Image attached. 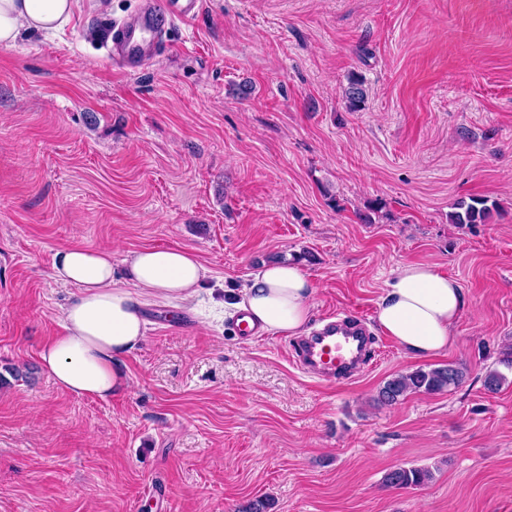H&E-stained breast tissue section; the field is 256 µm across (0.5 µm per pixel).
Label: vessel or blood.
<instances>
[{
  "instance_id": "1",
  "label": "vessel or blood",
  "mask_w": 512,
  "mask_h": 512,
  "mask_svg": "<svg viewBox=\"0 0 512 512\" xmlns=\"http://www.w3.org/2000/svg\"><path fill=\"white\" fill-rule=\"evenodd\" d=\"M199 0H170L166 13L141 11L132 21L115 26L112 34V59L126 70H134L155 47L158 35L175 21L192 17ZM370 348L365 321L352 315L326 323L295 349L299 364L336 380L364 363Z\"/></svg>"
}]
</instances>
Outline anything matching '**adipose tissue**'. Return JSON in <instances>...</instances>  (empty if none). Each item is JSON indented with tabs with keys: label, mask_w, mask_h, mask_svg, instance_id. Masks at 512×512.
Returning a JSON list of instances; mask_svg holds the SVG:
<instances>
[{
	"label": "adipose tissue",
	"mask_w": 512,
	"mask_h": 512,
	"mask_svg": "<svg viewBox=\"0 0 512 512\" xmlns=\"http://www.w3.org/2000/svg\"><path fill=\"white\" fill-rule=\"evenodd\" d=\"M79 0H0V47L25 33L67 26ZM54 279L74 292L60 311V330L39 351V364L59 388L79 397L107 399L127 389L122 359L144 340L145 309L194 300L209 270L190 250L143 248L112 268L110 250L74 245L56 251ZM314 286L297 266L278 262L250 275L239 304L262 330L299 336L311 313ZM465 300L458 281L434 266L396 268L378 305L377 323L407 352L430 357L455 341Z\"/></svg>",
	"instance_id": "ef3b65f1"
}]
</instances>
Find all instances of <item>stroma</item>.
Masks as SVG:
<instances>
[{
    "mask_svg": "<svg viewBox=\"0 0 512 512\" xmlns=\"http://www.w3.org/2000/svg\"><path fill=\"white\" fill-rule=\"evenodd\" d=\"M146 1L168 2L83 0L63 31L0 47V512H512V0H200L124 72L102 32ZM472 197L495 202L486 223H449ZM71 244L111 250L117 271L141 248L190 249L213 274L205 309L296 261L310 328L361 312L372 359L332 384L291 362L292 336L157 303L128 388L71 395L38 361ZM408 261L462 287L444 353L377 326ZM448 363L458 388L378 401ZM399 467L431 477L386 487Z\"/></svg>",
    "mask_w": 512,
    "mask_h": 512,
    "instance_id": "35a3bbf8",
    "label": "stroma"
}]
</instances>
